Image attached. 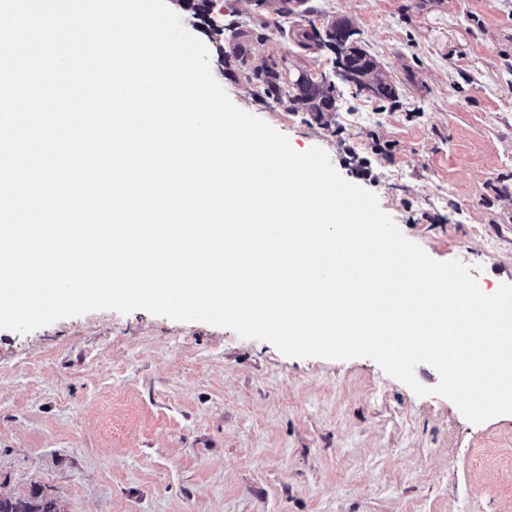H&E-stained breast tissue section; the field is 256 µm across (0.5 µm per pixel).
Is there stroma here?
Listing matches in <instances>:
<instances>
[{
    "label": "stroma",
    "instance_id": "stroma-1",
    "mask_svg": "<svg viewBox=\"0 0 512 512\" xmlns=\"http://www.w3.org/2000/svg\"><path fill=\"white\" fill-rule=\"evenodd\" d=\"M194 16L230 99L300 152L324 149L438 261L484 293L512 284V0H309L316 26L359 32L396 102L337 86L325 123L245 79L327 53L262 29L267 11L221 0ZM0 494L61 512H512V414L469 423L372 359L292 358L271 343L142 310H97L28 333L0 329Z\"/></svg>",
    "mask_w": 512,
    "mask_h": 512
}]
</instances>
